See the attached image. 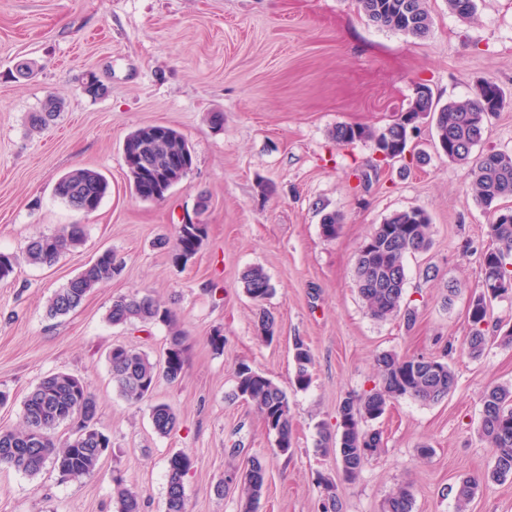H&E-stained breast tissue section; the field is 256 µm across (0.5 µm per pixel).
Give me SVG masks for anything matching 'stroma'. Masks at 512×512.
<instances>
[{
  "instance_id": "stroma-1",
  "label": "stroma",
  "mask_w": 512,
  "mask_h": 512,
  "mask_svg": "<svg viewBox=\"0 0 512 512\" xmlns=\"http://www.w3.org/2000/svg\"><path fill=\"white\" fill-rule=\"evenodd\" d=\"M429 34L412 38L367 20L358 0H0V252L22 254L28 240L65 224L85 241L51 267L19 263L0 279V427L20 422L25 396L46 375L85 381L99 404L97 427L112 446L98 472L61 482L0 469V512H115L112 474L143 492L144 512H165L169 458L185 453L191 512H240L238 492L217 495L225 473L249 457L265 460L259 512H321L319 477L336 483L341 512H381L385 496L411 484L413 512H456L455 486L480 479L469 512H512V479L484 482L495 451L478 433L481 399L512 384V345L491 336L482 356L465 341L467 307L482 280L488 216L472 198L469 168L434 145L423 117L405 157L387 163L370 142L336 146L339 124L384 127L407 111L416 85L441 102L472 96L495 82L506 108L493 114L477 152H512V0H477L472 22L428 0ZM34 75L17 78L19 61ZM105 95L83 91L88 76ZM60 116L35 133L26 123L47 99ZM223 113L222 125L211 121ZM147 125L177 130L193 165L164 200L144 201L129 187L123 143ZM88 168L110 185L97 211L84 214L54 194L65 173ZM411 208L432 225L428 251L408 255L406 301L413 326L373 319L354 284L358 248L374 225ZM337 212L336 236L321 229ZM207 236L186 264L170 246L182 219ZM122 267L65 317L50 318L53 292L103 250ZM263 267L275 288L265 308L276 319L272 343L258 337L257 308L240 274ZM460 291L449 297L448 283ZM149 291L187 333V366L159 380L150 401L133 404L112 386L107 355L126 345L159 358L168 327L113 326L112 300ZM224 336L213 350L214 331ZM314 356L307 389L293 385L292 344ZM385 352L447 361L456 376L439 403L395 402L368 422L383 445L354 481L341 478L335 452L322 448L338 430V408L377 380ZM248 363L288 395L293 445L276 436L249 403L232 399L234 368ZM165 402L179 424L155 432L151 402ZM433 453L424 458L422 445Z\"/></svg>"
}]
</instances>
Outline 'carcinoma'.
Masks as SVG:
<instances>
[{
    "instance_id": "carcinoma-1",
    "label": "carcinoma",
    "mask_w": 512,
    "mask_h": 512,
    "mask_svg": "<svg viewBox=\"0 0 512 512\" xmlns=\"http://www.w3.org/2000/svg\"><path fill=\"white\" fill-rule=\"evenodd\" d=\"M448 11L462 22L470 21L477 11L476 0H446ZM360 7L374 25L400 32L406 36L421 38L431 28L432 19L426 0H359ZM494 106L485 97L482 87L475 95L461 101L439 104L433 96H416L407 113L418 119L433 116L436 138L449 145L448 160L471 166L472 197L490 216L487 235L492 251L482 253L483 277L493 274L507 287L501 292L488 295L483 292L471 298L477 311L471 320L466 338L470 356H481L487 344L489 304L495 299L512 298V222L496 221L503 200L512 197V154L492 151L472 157L473 149L483 139L485 125L478 116ZM59 115L57 105L47 102L42 111L30 112L29 128L40 131ZM398 120L379 131L365 127L340 124L332 132L339 145L356 141L373 142L384 132L398 135ZM154 126H144L126 137L127 149L123 151L130 174L131 189L137 191L143 171H156L167 166V157L183 149L187 141L177 131L169 139L152 138ZM104 175L92 169H76L63 175L55 185V195L77 211H84L88 199L102 202L108 191ZM206 236V225L180 224L176 229L173 258L187 263L200 249ZM84 227L67 224L52 234L31 239L25 249V259L33 265L51 266L66 252L83 242ZM431 224L423 210L413 208L392 213L383 223L376 225L364 238L370 250L358 249L354 278L359 297L376 319L401 317L407 326L416 320V310L405 303V258L409 254L423 252L430 246ZM120 268L112 251L105 250L97 260L85 265L74 277L58 288L50 297L47 313L52 318L65 316L78 309L97 286L119 274ZM245 292L257 304H262L273 294L274 288L265 270L252 266L242 273ZM108 321L117 326L130 324H165L170 327L167 346L174 349L175 360L169 366L153 361L135 348L118 345L108 354L112 384L120 396L138 403L151 396L161 377L173 383L180 379L185 367L186 336L177 328L171 311L163 307L151 295L140 292L119 295L112 300L107 312ZM262 338L271 342L275 335V319L263 311L258 319ZM297 352L294 385L306 389L311 383L310 369L313 354L301 340L295 341ZM426 357L399 356L384 353L378 358L379 374L374 386L355 397L346 398L338 415L347 416L351 402L358 406V419L350 420V426L339 433L336 452L340 468L355 480L361 473L367 456H361L358 448L365 445L373 450L381 447V434L366 429L370 420L381 417L387 407L402 398H412L426 403H438L448 396L456 382L448 364L441 365L442 374L430 371L424 363ZM234 396L254 405L264 422L275 420L284 447L282 455L291 451L293 417L287 393L269 377L241 363L235 370ZM98 414L95 395L80 378L55 373L43 378L25 397L22 416L15 428L0 429V468L13 469L29 476L39 474L51 465L63 481H79L90 476L99 466L102 449L112 447L109 436L97 439L84 435L74 426V420L85 409ZM154 430L167 435L177 425L178 417L165 402L151 405ZM62 424L69 426V435L60 440L54 431ZM479 434L496 450L493 468L488 473L495 482L512 478V385L501 384L488 389L482 399ZM192 465L191 458L183 453L168 460L166 512H188L183 479ZM267 470L263 459L251 457L242 471L236 488L241 493L240 512H258V505L266 486ZM478 484L470 478L460 481L456 489L459 512H467ZM112 497L116 512H142V492L125 483L122 477L113 479ZM413 497L408 486L391 491L382 503V512H412Z\"/></svg>"
}]
</instances>
